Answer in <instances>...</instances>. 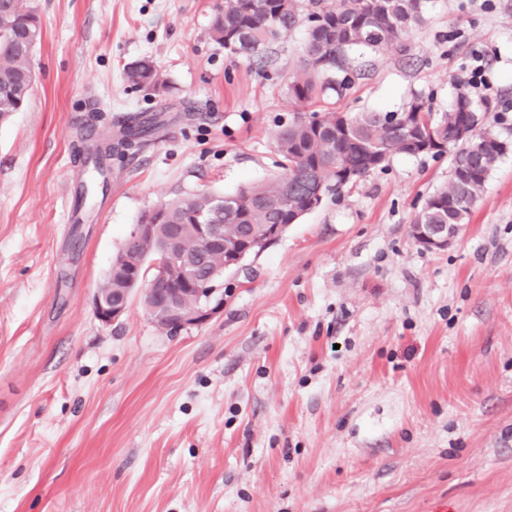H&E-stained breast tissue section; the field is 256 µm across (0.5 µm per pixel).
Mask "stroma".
I'll list each match as a JSON object with an SVG mask.
<instances>
[{"label": "stroma", "instance_id": "stroma-1", "mask_svg": "<svg viewBox=\"0 0 512 512\" xmlns=\"http://www.w3.org/2000/svg\"><path fill=\"white\" fill-rule=\"evenodd\" d=\"M34 88L0 122V512H512V0H430L406 51L354 55L315 111L446 112L472 51L509 148L443 250L411 225L449 155H395L225 272L170 334L92 297L141 215L277 172L305 27L263 60L211 38L224 0H30ZM151 58L157 89L125 78ZM166 124L68 221L82 127Z\"/></svg>", "mask_w": 512, "mask_h": 512}]
</instances>
